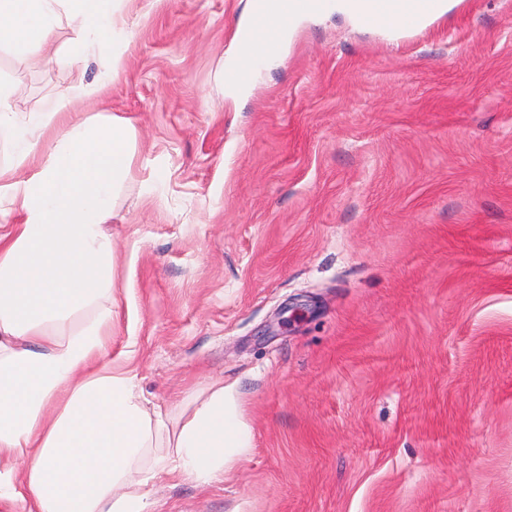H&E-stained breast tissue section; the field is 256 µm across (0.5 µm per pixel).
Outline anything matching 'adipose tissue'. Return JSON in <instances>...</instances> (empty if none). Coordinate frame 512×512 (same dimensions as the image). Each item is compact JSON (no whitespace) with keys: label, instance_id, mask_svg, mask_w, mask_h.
<instances>
[{"label":"adipose tissue","instance_id":"ef3b65f1","mask_svg":"<svg viewBox=\"0 0 512 512\" xmlns=\"http://www.w3.org/2000/svg\"><path fill=\"white\" fill-rule=\"evenodd\" d=\"M122 0H0V44L47 59L59 16L81 38L68 55L124 29ZM0 80V133L13 140L0 200L23 221L0 225V512H151L160 473L206 484L252 446L236 390L221 384L168 428L136 373L116 371L111 200L132 173L135 129L115 116L67 123L45 153L30 132L62 112L17 121ZM161 455L151 450L159 436Z\"/></svg>","mask_w":512,"mask_h":512}]
</instances>
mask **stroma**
I'll list each match as a JSON object with an SVG mask.
<instances>
[{"mask_svg": "<svg viewBox=\"0 0 512 512\" xmlns=\"http://www.w3.org/2000/svg\"><path fill=\"white\" fill-rule=\"evenodd\" d=\"M248 3L129 0V42L74 63L0 47L16 112L135 126L113 366L176 417L234 386L252 429L155 512H512V0L298 18L233 97Z\"/></svg>", "mask_w": 512, "mask_h": 512, "instance_id": "stroma-1", "label": "stroma"}]
</instances>
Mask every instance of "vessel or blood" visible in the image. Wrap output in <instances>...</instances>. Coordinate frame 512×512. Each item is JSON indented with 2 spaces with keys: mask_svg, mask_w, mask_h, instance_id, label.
I'll list each match as a JSON object with an SVG mask.
<instances>
[{
  "mask_svg": "<svg viewBox=\"0 0 512 512\" xmlns=\"http://www.w3.org/2000/svg\"><path fill=\"white\" fill-rule=\"evenodd\" d=\"M332 4L333 0H254L255 20L236 29V41L261 54L274 53L289 19L324 12ZM353 6L364 22L373 24L381 16L403 20L436 15L440 0H353Z\"/></svg>",
  "mask_w": 512,
  "mask_h": 512,
  "instance_id": "1",
  "label": "vessel or blood"
}]
</instances>
